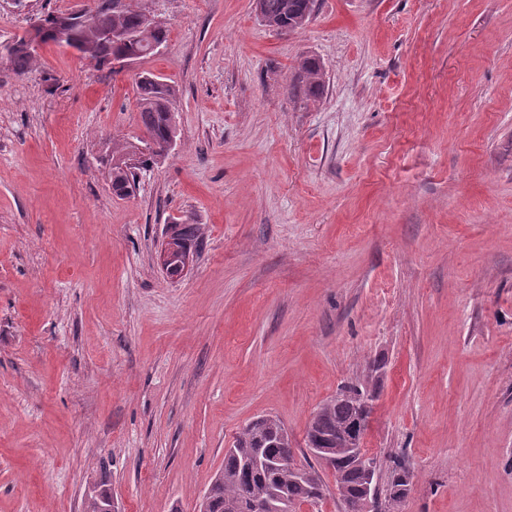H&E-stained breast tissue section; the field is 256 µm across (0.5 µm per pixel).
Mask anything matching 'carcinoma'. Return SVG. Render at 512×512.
<instances>
[{
	"label": "carcinoma",
	"instance_id": "1",
	"mask_svg": "<svg viewBox=\"0 0 512 512\" xmlns=\"http://www.w3.org/2000/svg\"><path fill=\"white\" fill-rule=\"evenodd\" d=\"M315 0H256L260 21L277 31L292 32L303 28L312 17ZM93 27L98 30H126L146 33V40L167 41V27L135 8L132 0H99L95 9L87 11ZM82 55L100 66L122 59L128 47L121 44L103 45L80 35ZM34 59L25 38L17 37L16 47L10 54L13 70L22 73ZM326 73L319 60L305 57L298 63L291 94L307 101H316L324 93ZM140 122L149 141L150 152L162 147L172 129L166 122L173 111L178 89L175 85L159 81V76L147 72L137 82ZM137 147L129 144L112 148V190L118 195L128 193L132 165L131 156ZM168 234L175 244L189 241L198 245L202 238L200 225L174 221ZM376 389L363 384L345 386L333 399L322 404L306 431V445L324 449L335 458L338 477L336 490L340 500L356 503L361 495L362 469L367 461L351 452L359 417L376 399ZM295 454L292 441L283 423L274 416L261 417L243 428L235 437L231 448L224 455V469L209 486L207 512H248L253 503L276 502L282 499L291 504L311 502L319 504L325 494L319 470L310 466L303 476L276 461ZM393 496L388 501L389 510L397 509L405 498L411 483V474L404 462L392 460Z\"/></svg>",
	"mask_w": 512,
	"mask_h": 512
}]
</instances>
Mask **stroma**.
Here are the masks:
<instances>
[{
  "instance_id": "35a3bbf8",
  "label": "stroma",
  "mask_w": 512,
  "mask_h": 512,
  "mask_svg": "<svg viewBox=\"0 0 512 512\" xmlns=\"http://www.w3.org/2000/svg\"><path fill=\"white\" fill-rule=\"evenodd\" d=\"M136 0L167 50L98 69L0 58V512H194L235 435L295 446L369 382L364 445L398 512H512V0ZM94 0H0V41ZM318 59L317 102L291 94ZM176 85L175 145L113 194L142 72ZM204 228L186 275L172 219ZM378 371H370L371 362ZM315 0H256L260 21L277 31L292 32L302 29L312 17ZM160 253V264L163 270L172 277H181L188 271L194 254L190 250L180 249L173 251L167 245L168 238L164 239ZM392 469H393V479L391 482V489L393 491V496H391L388 501V512L397 511V507L405 498L408 487L411 483V474L409 470L406 468L404 462L395 458L392 460Z\"/></svg>"
}]
</instances>
